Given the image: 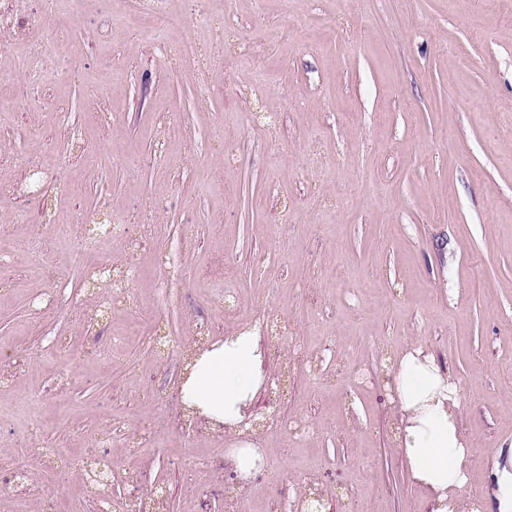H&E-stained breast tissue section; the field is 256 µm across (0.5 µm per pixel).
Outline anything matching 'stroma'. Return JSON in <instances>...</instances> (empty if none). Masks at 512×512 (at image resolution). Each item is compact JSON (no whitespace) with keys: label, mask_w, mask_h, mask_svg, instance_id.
<instances>
[{"label":"stroma","mask_w":512,"mask_h":512,"mask_svg":"<svg viewBox=\"0 0 512 512\" xmlns=\"http://www.w3.org/2000/svg\"><path fill=\"white\" fill-rule=\"evenodd\" d=\"M43 9L0 0L20 35L0 46V512L21 470L28 512L158 488L163 512H273L313 490L335 512H428L394 443L391 374L416 343L457 384L469 483L496 502L512 480V0H168L149 38L131 0H59L48 55L21 37ZM33 172L42 193L17 194ZM116 214L123 239L92 234ZM110 268L135 273L119 306ZM261 319L284 393L257 394L260 425L216 431L182 400L188 365ZM242 439L260 456L246 473ZM72 457L111 461L107 493Z\"/></svg>","instance_id":"1"}]
</instances>
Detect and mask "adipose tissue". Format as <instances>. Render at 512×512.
I'll return each instance as SVG.
<instances>
[{
	"mask_svg": "<svg viewBox=\"0 0 512 512\" xmlns=\"http://www.w3.org/2000/svg\"><path fill=\"white\" fill-rule=\"evenodd\" d=\"M264 358L261 338L253 329L213 343L192 364L182 386L184 402L216 423L241 424L265 383ZM393 386L400 408L396 448L413 481L427 491L430 512H481L462 496L470 448L451 376L417 344L398 362Z\"/></svg>",
	"mask_w": 512,
	"mask_h": 512,
	"instance_id": "obj_1",
	"label": "adipose tissue"
}]
</instances>
